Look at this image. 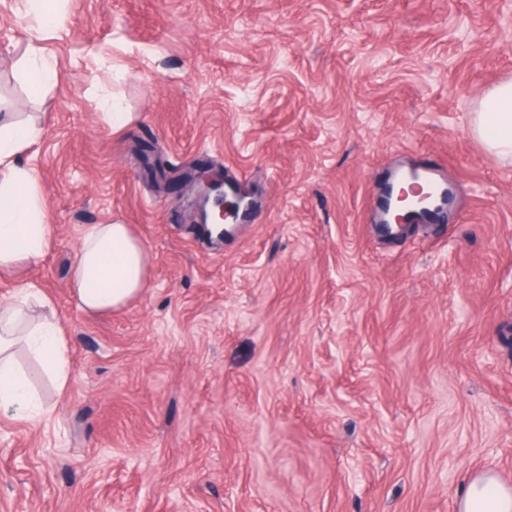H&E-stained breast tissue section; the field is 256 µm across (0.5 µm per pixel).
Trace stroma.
Returning a JSON list of instances; mask_svg holds the SVG:
<instances>
[{
  "mask_svg": "<svg viewBox=\"0 0 512 512\" xmlns=\"http://www.w3.org/2000/svg\"><path fill=\"white\" fill-rule=\"evenodd\" d=\"M21 0H0V109L52 244L0 278L34 284L70 345L48 420L0 412V512H455L512 485V165L469 114L512 77V0H63L35 94ZM132 112L113 129L101 104ZM199 160L252 201L224 241L156 182ZM453 191L396 237L389 174ZM145 245L144 292L91 314L71 292L85 228ZM25 71L31 79L32 91L35 94L52 86L58 79L54 62L37 43L28 44L25 53ZM458 512H511L512 486L501 483L492 471L471 475L458 494Z\"/></svg>",
  "mask_w": 512,
  "mask_h": 512,
  "instance_id": "stroma-1",
  "label": "stroma"
}]
</instances>
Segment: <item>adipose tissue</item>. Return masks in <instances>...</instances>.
<instances>
[{
	"label": "adipose tissue",
	"mask_w": 512,
	"mask_h": 512,
	"mask_svg": "<svg viewBox=\"0 0 512 512\" xmlns=\"http://www.w3.org/2000/svg\"><path fill=\"white\" fill-rule=\"evenodd\" d=\"M475 136L506 162L512 161V78L496 84L470 115ZM32 122L0 118V274L40 257L52 237L35 172L19 166L18 156L39 138ZM149 254L129 225H91L82 237L72 273L73 294L88 312L118 310L139 297L146 286ZM50 308L35 286L20 288L0 301V411L20 418L40 417L14 361L24 347L42 365L57 390L69 381V350L58 320L37 318L32 307ZM459 512H512V486L493 472L471 475L458 495Z\"/></svg>",
	"instance_id": "adipose-tissue-1"
}]
</instances>
